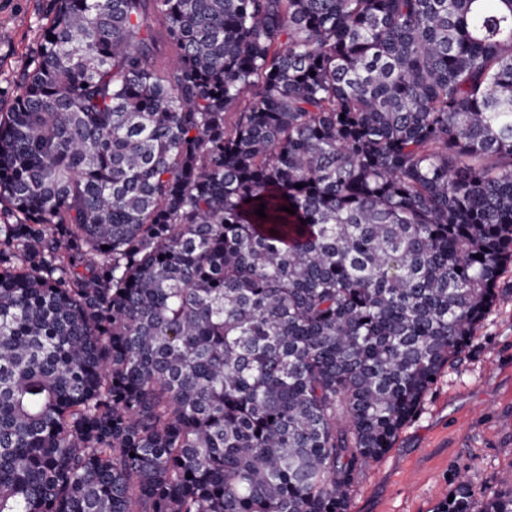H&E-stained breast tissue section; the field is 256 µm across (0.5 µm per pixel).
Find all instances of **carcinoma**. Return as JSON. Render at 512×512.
Here are the masks:
<instances>
[{"label":"carcinoma","mask_w":512,"mask_h":512,"mask_svg":"<svg viewBox=\"0 0 512 512\" xmlns=\"http://www.w3.org/2000/svg\"><path fill=\"white\" fill-rule=\"evenodd\" d=\"M511 263L512 0H50L0 112V512H348Z\"/></svg>","instance_id":"carcinoma-1"}]
</instances>
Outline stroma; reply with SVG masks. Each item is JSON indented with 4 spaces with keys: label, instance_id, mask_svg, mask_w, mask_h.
<instances>
[{
    "label": "stroma",
    "instance_id": "1",
    "mask_svg": "<svg viewBox=\"0 0 512 512\" xmlns=\"http://www.w3.org/2000/svg\"><path fill=\"white\" fill-rule=\"evenodd\" d=\"M48 0H0V112L8 111ZM498 286L504 299L479 325L471 346L450 361L418 416L364 471L349 512H434L457 473L494 485L512 468V264Z\"/></svg>",
    "mask_w": 512,
    "mask_h": 512
}]
</instances>
